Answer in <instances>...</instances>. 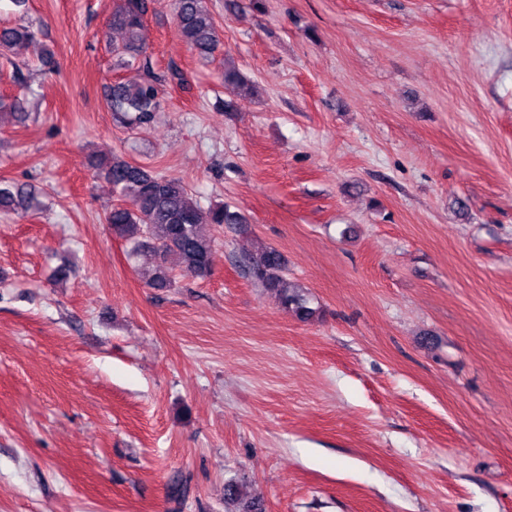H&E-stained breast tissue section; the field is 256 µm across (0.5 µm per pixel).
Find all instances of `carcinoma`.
<instances>
[{
    "label": "carcinoma",
    "instance_id": "obj_1",
    "mask_svg": "<svg viewBox=\"0 0 512 512\" xmlns=\"http://www.w3.org/2000/svg\"><path fill=\"white\" fill-rule=\"evenodd\" d=\"M174 5L184 44L202 58L211 56L220 38L205 0H174ZM147 11L148 0H119L108 22V29L120 36L111 42L115 66L142 72L135 82L112 84L106 94L109 110L130 126L153 122L161 108L165 82L154 73L143 46ZM34 40L35 33L28 26L0 27V57L12 64L24 63V51ZM222 79L224 89L234 96L256 90V85L228 56L224 58ZM89 165L122 198V203L112 205L105 216L112 233L129 242L134 254L152 249L155 268L148 286L153 289L172 287L170 272L175 268L193 279L211 276L212 238L204 233L205 227L234 224L239 231H248V221L242 214L224 204L202 209L176 179L156 175L117 156L110 161L92 158ZM38 206L35 187L0 179V212L33 211ZM248 272L254 282L274 294L297 318L305 321L316 316L310 297L288 279L287 260L275 247L257 244L248 256Z\"/></svg>",
    "mask_w": 512,
    "mask_h": 512
}]
</instances>
